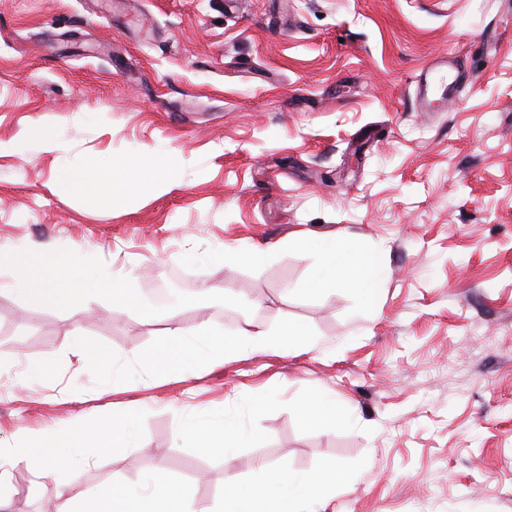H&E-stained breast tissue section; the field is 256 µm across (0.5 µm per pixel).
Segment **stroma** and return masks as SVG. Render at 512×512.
I'll return each instance as SVG.
<instances>
[{"label":"stroma","instance_id":"stroma-1","mask_svg":"<svg viewBox=\"0 0 512 512\" xmlns=\"http://www.w3.org/2000/svg\"><path fill=\"white\" fill-rule=\"evenodd\" d=\"M442 54L469 79L447 111H417L414 78ZM0 142V443L93 433L134 402L138 447L93 452L85 490L152 467L208 512L254 461L325 463L341 475L325 512H512V0H0ZM147 150L171 159L169 191L104 208L69 183ZM300 231L381 250L372 308L297 292ZM39 243L136 305L4 290ZM210 245L275 251L184 260ZM247 318L319 345L186 360L161 382L135 361L169 329L205 320L220 340ZM75 330L104 366L78 370ZM326 388L349 426L304 424ZM225 412L252 434L230 469L176 435ZM12 480L9 512H52L69 476L21 461ZM273 251L274 246H269L266 249H255L247 253L228 254L224 252V247L209 246L201 253L193 252L190 254L191 258L201 257L205 260L215 262L222 267L233 263H253L257 264L264 261Z\"/></svg>","mask_w":512,"mask_h":512}]
</instances>
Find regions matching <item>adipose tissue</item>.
<instances>
[{
	"instance_id": "ef3b65f1",
	"label": "adipose tissue",
	"mask_w": 512,
	"mask_h": 512,
	"mask_svg": "<svg viewBox=\"0 0 512 512\" xmlns=\"http://www.w3.org/2000/svg\"><path fill=\"white\" fill-rule=\"evenodd\" d=\"M90 172L79 186L83 193L96 201L108 204L117 186L118 173H128L132 188L150 186L165 189L168 181L155 164L120 156H110L90 163ZM292 244L305 258L310 259V275L302 289L311 293H325L336 286L358 292L363 305H371L375 290L384 276L381 254L366 249L361 243L339 236H311L295 234ZM29 260L41 267V281L26 275L16 276L9 284L11 292L39 294L44 300L66 306L86 299L107 295L113 302L132 304V296L118 281L93 267H79L51 253L49 247L39 246L29 254ZM309 332L301 327L285 326L272 330L244 319L231 338L215 341L207 338L204 327L187 331L180 328L170 338L151 350L141 353L143 362L153 379L169 377L179 369L181 360L189 359L197 367L208 368L227 357L257 354L269 351L295 350L313 345ZM135 406L124 408L99 431L101 450L118 452L138 445L133 430ZM187 431L207 452L220 454L225 463H232L237 450L249 434L232 418L216 420L210 417L194 419ZM61 445L49 448L41 444L25 448L0 445V512L6 509L16 487L12 483V469L23 459L33 460L41 473L64 471L71 479L60 494L55 512H197L189 493L176 487L156 470L143 473L139 483L117 484L96 493H88L78 480L89 456L81 437L64 435ZM335 468L321 466L316 476H308L287 466H265L260 477L241 484L234 477L224 480L222 512H306L308 502L328 498L339 481Z\"/></svg>"
}]
</instances>
